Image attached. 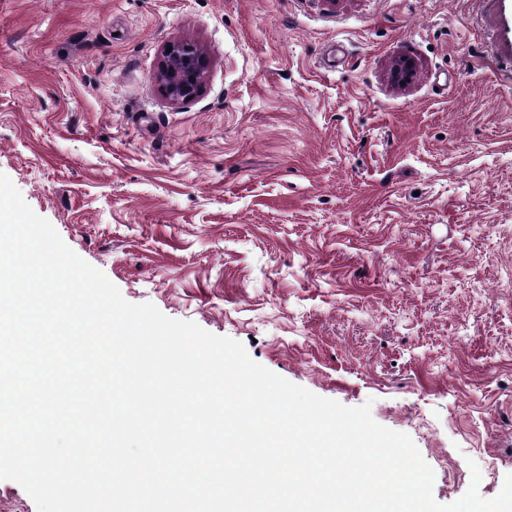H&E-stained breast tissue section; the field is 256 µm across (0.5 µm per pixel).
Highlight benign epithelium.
I'll use <instances>...</instances> for the list:
<instances>
[{"label": "benign epithelium", "instance_id": "obj_1", "mask_svg": "<svg viewBox=\"0 0 512 512\" xmlns=\"http://www.w3.org/2000/svg\"><path fill=\"white\" fill-rule=\"evenodd\" d=\"M171 47L172 51L163 52L158 79L170 100L187 101L189 97H195L200 92L206 60L190 42H174Z\"/></svg>", "mask_w": 512, "mask_h": 512}]
</instances>
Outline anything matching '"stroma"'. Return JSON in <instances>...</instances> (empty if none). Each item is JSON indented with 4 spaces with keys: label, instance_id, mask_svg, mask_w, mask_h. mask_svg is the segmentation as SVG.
<instances>
[{
    "label": "stroma",
    "instance_id": "1",
    "mask_svg": "<svg viewBox=\"0 0 512 512\" xmlns=\"http://www.w3.org/2000/svg\"><path fill=\"white\" fill-rule=\"evenodd\" d=\"M0 173L128 302L370 404L437 503L512 475V0H0ZM168 46L172 47L171 52H167ZM205 69V57L194 44L187 41L174 42L163 50L158 79L170 100L189 101L199 94Z\"/></svg>",
    "mask_w": 512,
    "mask_h": 512
}]
</instances>
